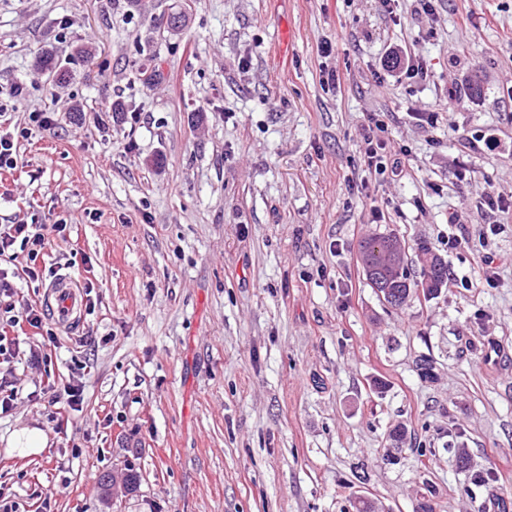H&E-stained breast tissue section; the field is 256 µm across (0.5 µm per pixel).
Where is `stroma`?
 I'll return each mask as SVG.
<instances>
[{"instance_id": "1", "label": "stroma", "mask_w": 512, "mask_h": 512, "mask_svg": "<svg viewBox=\"0 0 512 512\" xmlns=\"http://www.w3.org/2000/svg\"><path fill=\"white\" fill-rule=\"evenodd\" d=\"M432 4L0 0V106L13 128L55 120L15 139L0 224L71 225L48 260L94 284L50 359L15 366L0 416L15 512H42L46 490L53 512H355L358 496L512 512V210L483 206L512 201V0ZM178 11L181 30L159 27ZM44 50L70 80L37 73ZM373 112L387 151H408L401 176L364 165ZM390 233L446 255L455 285L382 303L358 249ZM76 371L84 402L61 432L42 390ZM397 425L433 455L388 447ZM24 426L40 453L9 447ZM130 468L137 492L100 490Z\"/></svg>"}]
</instances>
